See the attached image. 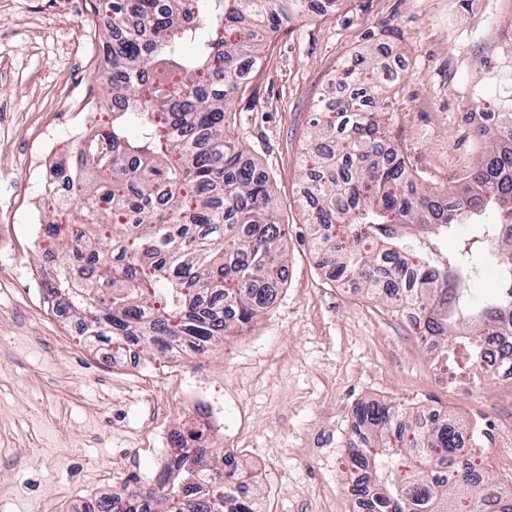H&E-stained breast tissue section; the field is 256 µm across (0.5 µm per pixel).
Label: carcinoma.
<instances>
[{"label": "carcinoma", "mask_w": 512, "mask_h": 512, "mask_svg": "<svg viewBox=\"0 0 512 512\" xmlns=\"http://www.w3.org/2000/svg\"><path fill=\"white\" fill-rule=\"evenodd\" d=\"M112 11L100 74L111 106L99 131L65 159L71 196L40 225L49 248L41 281L90 342L130 343L146 358L175 350L205 354L250 327L284 283V225L270 176L243 160L230 135L231 102L261 58L267 33L339 0H92ZM192 18L195 25H185ZM470 109L489 108V150L468 171L467 195L417 183L400 154L385 149L380 116L398 75L381 47L338 71L316 109L314 168L306 182L312 245L337 281L351 280L398 311L418 313V335L436 345V364L489 379L484 345L512 334V35L492 53ZM475 241L453 256L440 237L473 217ZM496 256L500 286L477 303L468 293L480 258ZM346 481L370 494L369 512H512V491L464 452L466 426L437 425L391 405L358 406ZM224 453L184 451L163 480L131 490L163 512H263L238 498V467Z\"/></svg>", "instance_id": "cac0c4a2"}]
</instances>
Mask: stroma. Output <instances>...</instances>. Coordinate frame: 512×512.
<instances>
[{
  "mask_svg": "<svg viewBox=\"0 0 512 512\" xmlns=\"http://www.w3.org/2000/svg\"><path fill=\"white\" fill-rule=\"evenodd\" d=\"M111 19L90 0H0V512H82L157 474L129 438L179 426L183 386L219 388L224 427L267 512H356L344 487L353 412L376 400L485 430L487 471L512 489V386L442 377L404 313L333 280L309 238L303 198L310 122L331 78L366 46L384 47L400 82L384 116L390 144L426 188L455 190L486 147L466 123L478 62L512 27V0H343L335 13L272 34L234 103L235 132L276 186L286 282L272 308L223 351L130 371L75 319L49 310L34 276L49 202L34 167L43 133L79 146L76 103H97Z\"/></svg>",
  "mask_w": 512,
  "mask_h": 512,
  "instance_id": "35a3bbf8",
  "label": "stroma"
}]
</instances>
